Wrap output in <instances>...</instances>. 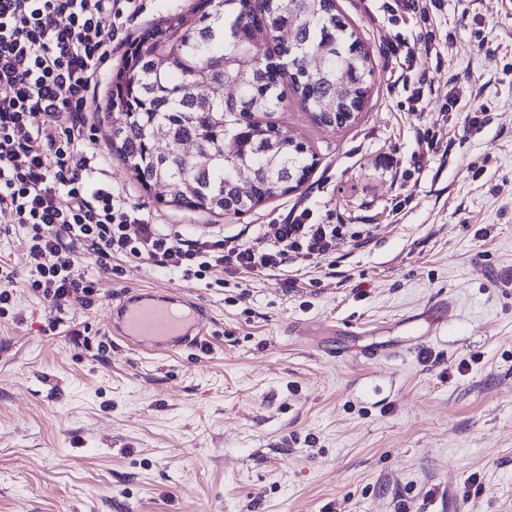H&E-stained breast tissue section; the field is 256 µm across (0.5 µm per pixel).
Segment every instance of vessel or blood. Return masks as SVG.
Returning a JSON list of instances; mask_svg holds the SVG:
<instances>
[{"instance_id":"vessel-or-blood-1","label":"vessel or blood","mask_w":512,"mask_h":512,"mask_svg":"<svg viewBox=\"0 0 512 512\" xmlns=\"http://www.w3.org/2000/svg\"><path fill=\"white\" fill-rule=\"evenodd\" d=\"M108 326L129 345L172 353L204 344V315L183 292L138 289L111 302Z\"/></svg>"}]
</instances>
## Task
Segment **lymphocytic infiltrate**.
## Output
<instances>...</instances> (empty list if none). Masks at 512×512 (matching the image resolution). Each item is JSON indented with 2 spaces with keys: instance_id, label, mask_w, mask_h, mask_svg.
Instances as JSON below:
<instances>
[{
  "instance_id": "obj_1",
  "label": "lymphocytic infiltrate",
  "mask_w": 512,
  "mask_h": 512,
  "mask_svg": "<svg viewBox=\"0 0 512 512\" xmlns=\"http://www.w3.org/2000/svg\"><path fill=\"white\" fill-rule=\"evenodd\" d=\"M141 7L142 0H0V212L24 232L26 288L55 309L97 293L96 280L75 269L80 250L108 273L149 258L191 282L242 269L268 276L289 261L318 264L343 242L339 225L306 207L252 242L218 232L188 238L154 223L112 184L81 114L113 41Z\"/></svg>"
}]
</instances>
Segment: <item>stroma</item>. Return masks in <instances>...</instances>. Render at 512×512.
<instances>
[{"label":"stroma","instance_id":"obj_1","mask_svg":"<svg viewBox=\"0 0 512 512\" xmlns=\"http://www.w3.org/2000/svg\"><path fill=\"white\" fill-rule=\"evenodd\" d=\"M193 3L143 0L109 74ZM336 6L370 54L367 99L327 128L287 98L275 118L314 165L286 195L243 214L168 207L111 156L99 111L87 119L112 181L155 223L244 241L307 207L363 246L221 284L148 259L112 277L81 254L98 294L56 310L22 286L0 214V262L19 278L0 320V512H512V0H443L418 98L383 54L416 27L377 0ZM469 112L483 124L465 129ZM143 286L198 302L206 348L160 355L107 335L112 299ZM443 297L454 306L423 337L417 315ZM391 343L404 353L363 355Z\"/></svg>","mask_w":512,"mask_h":512}]
</instances>
